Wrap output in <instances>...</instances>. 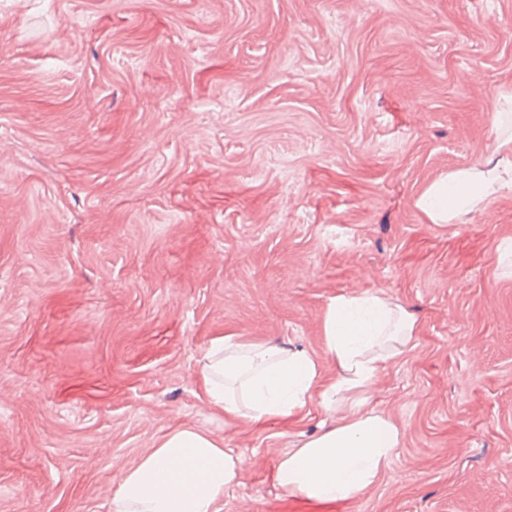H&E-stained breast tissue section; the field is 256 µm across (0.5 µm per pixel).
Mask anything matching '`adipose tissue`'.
<instances>
[{
  "mask_svg": "<svg viewBox=\"0 0 512 512\" xmlns=\"http://www.w3.org/2000/svg\"><path fill=\"white\" fill-rule=\"evenodd\" d=\"M512 191V136L494 159L450 171L419 197L434 224ZM415 320L380 292L331 298L324 315L326 354L340 370L323 380L317 360L304 350L265 342L214 338L199 359L200 388L225 422L253 424L289 416L318 397L340 422L323 428L279 462L278 486L318 502L347 501L372 485L400 446L399 427L366 409L379 372L404 354ZM242 459L191 427L168 432L157 448L126 473L112 496L113 512H217Z\"/></svg>",
  "mask_w": 512,
  "mask_h": 512,
  "instance_id": "obj_1",
  "label": "adipose tissue"
}]
</instances>
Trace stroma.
<instances>
[{"label": "stroma", "instance_id": "35a3bbf8", "mask_svg": "<svg viewBox=\"0 0 512 512\" xmlns=\"http://www.w3.org/2000/svg\"><path fill=\"white\" fill-rule=\"evenodd\" d=\"M512 0H0V512H113L178 427L243 460L217 512H512V194L416 201L491 159ZM413 346L368 406L403 433L346 502L275 481L327 415L200 395L217 336L303 349L339 294Z\"/></svg>", "mask_w": 512, "mask_h": 512}]
</instances>
